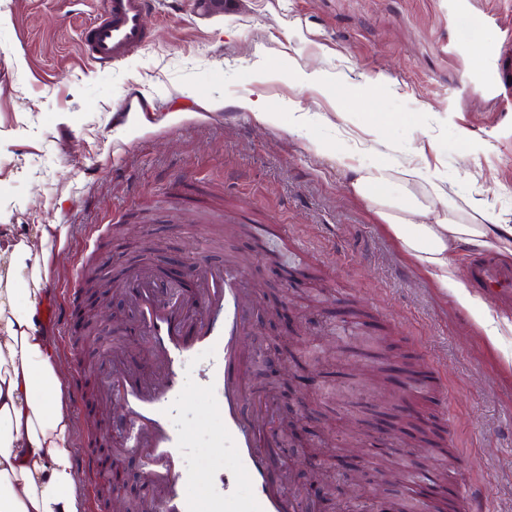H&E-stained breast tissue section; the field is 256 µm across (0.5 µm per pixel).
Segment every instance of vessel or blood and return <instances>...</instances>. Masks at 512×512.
<instances>
[{"label": "vessel or blood", "instance_id": "vessel-or-blood-1", "mask_svg": "<svg viewBox=\"0 0 512 512\" xmlns=\"http://www.w3.org/2000/svg\"><path fill=\"white\" fill-rule=\"evenodd\" d=\"M150 0H107L104 13L82 38L86 55L97 65L110 66L139 50L147 41L144 17ZM481 70L504 72L512 68V47L488 50ZM196 279L191 298L167 297L161 281H133L137 322L147 337L145 356L156 364L152 380L134 371L117 369L106 381L112 399L108 434L88 440L78 469L88 492H95L103 474L97 447L123 439V451L145 461L147 479L156 487V512H308L301 494L286 495L282 484L296 456L276 445V426L251 387L253 351L246 344L251 322L249 290L243 267L233 259L199 267L188 265ZM472 287L481 289L495 307L512 309V265L486 255L469 268ZM81 282H72L64 304L50 305L51 323H58L75 307ZM205 351L196 374L195 390H187L184 368L197 351ZM94 369L75 366L67 385L75 408H83L86 385ZM201 398L222 417V429L213 434L215 450L231 449L234 465L219 475L207 499L191 496L187 487L196 480L184 454L193 439L191 429L176 427L177 404ZM248 487L241 498L240 487Z\"/></svg>", "mask_w": 512, "mask_h": 512}]
</instances>
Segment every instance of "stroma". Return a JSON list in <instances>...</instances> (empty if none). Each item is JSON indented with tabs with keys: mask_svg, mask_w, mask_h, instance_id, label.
Instances as JSON below:
<instances>
[{
	"mask_svg": "<svg viewBox=\"0 0 512 512\" xmlns=\"http://www.w3.org/2000/svg\"><path fill=\"white\" fill-rule=\"evenodd\" d=\"M452 0H233L205 16L195 0H152L148 41L124 62L95 66L84 29L104 0H0V229L68 227L63 247L38 253L48 296L63 300L82 275L97 226L107 263L162 280L234 255L253 297L250 340L263 353L252 387L278 422H291L300 461L290 484L320 482L314 512H397L403 484L377 478L382 461L436 469L432 486L453 498L466 486L473 512H512V311L463 287L478 253L453 255L458 285L415 267L339 163L348 137L379 135L359 163L390 164L412 151L461 207L482 200L512 225V100L486 97L474 65L512 42V0H470L497 24L461 41ZM323 73L301 88L299 71ZM364 87L361 107L339 114ZM261 99L274 120L240 107ZM313 113L295 124L294 106ZM396 115L385 127V114ZM162 259L144 260L146 241ZM132 290L98 309L96 344L74 347V327L49 326L66 362L142 366L145 338ZM497 338H489V330ZM434 366L436 398L403 386L398 355ZM417 412L453 422L456 461L412 448L402 420ZM185 463L193 495L233 464L215 454L222 426L204 403ZM109 469L115 497L86 512H119L142 473L136 459Z\"/></svg>",
	"mask_w": 512,
	"mask_h": 512,
	"instance_id": "obj_1",
	"label": "stroma"
}]
</instances>
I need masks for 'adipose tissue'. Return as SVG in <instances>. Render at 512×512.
<instances>
[{"label":"adipose tissue","mask_w":512,"mask_h":512,"mask_svg":"<svg viewBox=\"0 0 512 512\" xmlns=\"http://www.w3.org/2000/svg\"><path fill=\"white\" fill-rule=\"evenodd\" d=\"M403 191H388L394 173ZM430 183L442 215L415 222L424 205L411 184ZM353 191L367 200L400 250L440 283L453 279L450 254L458 243L512 254V226L484 205L477 222L459 217L448 190L425 168L405 159L357 168ZM66 227L34 224L28 235L0 237V512H86L74 466L75 422L68 410L66 364L41 313L47 271L33 258L64 241Z\"/></svg>","instance_id":"1"}]
</instances>
